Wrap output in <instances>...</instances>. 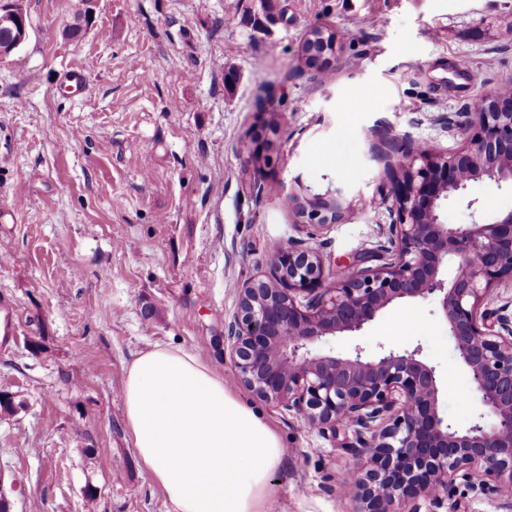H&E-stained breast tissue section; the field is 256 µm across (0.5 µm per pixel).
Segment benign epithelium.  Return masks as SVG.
I'll list each match as a JSON object with an SVG mask.
<instances>
[{
	"label": "benign epithelium",
	"mask_w": 512,
	"mask_h": 512,
	"mask_svg": "<svg viewBox=\"0 0 512 512\" xmlns=\"http://www.w3.org/2000/svg\"><path fill=\"white\" fill-rule=\"evenodd\" d=\"M0 24L18 30L2 58L28 36L22 0L0 7ZM464 131L448 154L372 130L392 173L383 200L394 220L383 239L337 277L307 240L277 244L268 274L236 288L224 324L231 368L254 395L323 434H354L357 465L341 493L360 512H420V497L427 512H448L459 479L476 495L512 498V305L491 306L496 292L512 291V209L465 227L442 219L444 202L471 182L512 186V99L487 93ZM292 204L318 230L356 215L342 185ZM429 297L483 406L466 429L440 415L442 386L420 348L371 358L316 352L391 306Z\"/></svg>",
	"instance_id": "obj_1"
}]
</instances>
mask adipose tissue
Instances as JSON below:
<instances>
[{"instance_id":"ef3b65f1","label":"adipose tissue","mask_w":512,"mask_h":512,"mask_svg":"<svg viewBox=\"0 0 512 512\" xmlns=\"http://www.w3.org/2000/svg\"><path fill=\"white\" fill-rule=\"evenodd\" d=\"M126 426L171 512H272V473L285 449L198 353L155 346L137 353L124 381Z\"/></svg>"}]
</instances>
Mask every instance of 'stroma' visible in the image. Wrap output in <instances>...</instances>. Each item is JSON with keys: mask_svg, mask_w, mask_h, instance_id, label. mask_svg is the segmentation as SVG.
Instances as JSON below:
<instances>
[{"mask_svg": "<svg viewBox=\"0 0 512 512\" xmlns=\"http://www.w3.org/2000/svg\"><path fill=\"white\" fill-rule=\"evenodd\" d=\"M24 0L29 36L0 59V473L12 512H170L142 468L123 382L154 345L198 352L274 426L285 448L275 512H354L339 493L357 460L235 379L224 323L270 249L311 238L341 275L379 240L391 176L370 129L454 151L479 99L512 81V0ZM339 36L331 81L302 56L312 26ZM276 129L263 173L242 148ZM348 187L357 217L311 232L289 197ZM512 208L485 181L449 201L459 227ZM421 347L456 428L481 411L432 300L320 345L347 355Z\"/></svg>", "mask_w": 512, "mask_h": 512, "instance_id": "35a3bbf8", "label": "stroma"}]
</instances>
